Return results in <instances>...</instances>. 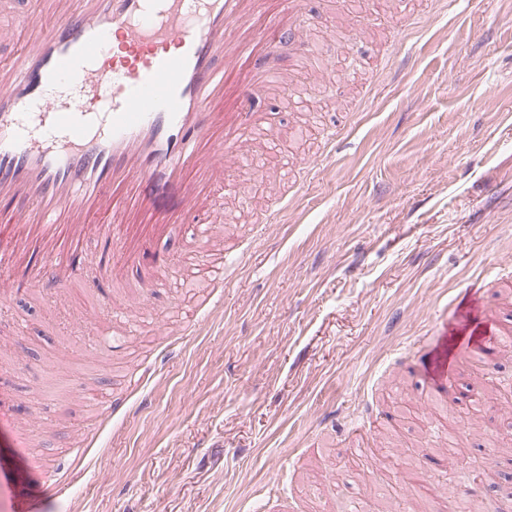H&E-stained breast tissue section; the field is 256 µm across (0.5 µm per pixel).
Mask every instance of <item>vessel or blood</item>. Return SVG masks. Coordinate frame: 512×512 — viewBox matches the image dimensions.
Instances as JSON below:
<instances>
[{
  "mask_svg": "<svg viewBox=\"0 0 512 512\" xmlns=\"http://www.w3.org/2000/svg\"><path fill=\"white\" fill-rule=\"evenodd\" d=\"M306 0H0V300L26 288H102L119 253L122 312L160 287L164 243L217 224V189L260 125L280 36L307 42ZM157 183L155 193L143 190ZM104 247L85 277L90 240ZM464 350L490 361L505 330ZM453 367L428 351L416 373L448 396Z\"/></svg>",
  "mask_w": 512,
  "mask_h": 512,
  "instance_id": "vessel-or-blood-1",
  "label": "vessel or blood"
}]
</instances>
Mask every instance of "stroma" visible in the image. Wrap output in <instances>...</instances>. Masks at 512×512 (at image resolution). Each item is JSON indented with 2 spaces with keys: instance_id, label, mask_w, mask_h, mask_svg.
Segmentation results:
<instances>
[{
  "instance_id": "35a3bbf8",
  "label": "stroma",
  "mask_w": 512,
  "mask_h": 512,
  "mask_svg": "<svg viewBox=\"0 0 512 512\" xmlns=\"http://www.w3.org/2000/svg\"><path fill=\"white\" fill-rule=\"evenodd\" d=\"M308 7L294 95L256 105L279 133L257 131L251 156L277 179L236 166L221 190L209 249L241 252L231 283L213 287L188 227L117 351L111 308L89 325L82 286L0 307V358L24 361L0 412V512H377L382 450L446 436L410 362L425 337L469 339L481 309L459 303L467 289L493 300L512 286V0ZM362 10L373 24L351 61ZM280 196L288 208L267 222ZM88 388L124 399L110 422ZM478 420L463 447L497 478L470 497L511 504L512 452L487 450L512 441V401ZM35 459L62 466L67 494L29 471Z\"/></svg>"
}]
</instances>
